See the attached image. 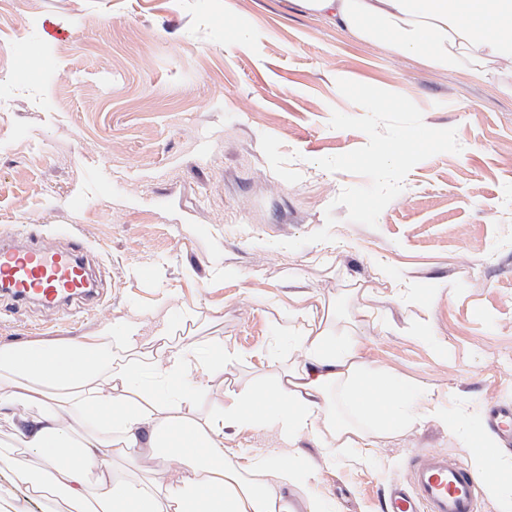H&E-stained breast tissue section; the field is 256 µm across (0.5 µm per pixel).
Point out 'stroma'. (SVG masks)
<instances>
[{
  "instance_id": "stroma-1",
  "label": "stroma",
  "mask_w": 512,
  "mask_h": 512,
  "mask_svg": "<svg viewBox=\"0 0 512 512\" xmlns=\"http://www.w3.org/2000/svg\"><path fill=\"white\" fill-rule=\"evenodd\" d=\"M341 78L408 97L462 147L416 164L373 228L333 204L367 178L316 164L367 142L329 125L332 111L364 113ZM329 207L332 241L281 248L320 230ZM29 224L55 245L82 238L103 307L87 318L13 307L0 346L124 320L146 342L234 350L196 399L205 417L225 388L272 378L268 353L298 360L295 297L310 293L370 368L433 388L467 418L512 406V99L498 82L350 37L294 0H0V236ZM404 283L418 300L403 299ZM224 445L247 459L305 457L335 512H380L423 449L472 462L463 434L431 419L364 463L326 466L311 437L288 442L268 426L226 430Z\"/></svg>"
}]
</instances>
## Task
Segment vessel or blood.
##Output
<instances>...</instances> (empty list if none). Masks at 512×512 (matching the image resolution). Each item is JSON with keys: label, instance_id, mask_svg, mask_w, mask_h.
I'll return each instance as SVG.
<instances>
[{"label": "vessel or blood", "instance_id": "obj_1", "mask_svg": "<svg viewBox=\"0 0 512 512\" xmlns=\"http://www.w3.org/2000/svg\"><path fill=\"white\" fill-rule=\"evenodd\" d=\"M0 297L13 306L35 302L50 310L69 302L92 311L98 294L82 241L60 248L27 232L1 238ZM498 477L492 467L474 475L447 451L431 449L414 458L408 486L391 487L385 510L475 512L483 484Z\"/></svg>", "mask_w": 512, "mask_h": 512}]
</instances>
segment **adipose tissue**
<instances>
[{
  "label": "adipose tissue",
  "instance_id": "1",
  "mask_svg": "<svg viewBox=\"0 0 512 512\" xmlns=\"http://www.w3.org/2000/svg\"><path fill=\"white\" fill-rule=\"evenodd\" d=\"M355 38L382 41L438 70L461 68L476 81L512 63V0H298ZM308 326L293 342L300 362L271 384L224 391V404L193 417L196 397L224 373L234 352L211 359L160 345V367L146 371L135 328L110 322L84 340L58 346H0V409L23 407L17 443L0 444V464L17 481L60 497L69 512H293L288 470L272 459L246 462L224 451V431L255 425L288 440L309 435L335 462L345 448L371 457L382 438L425 419L467 430L476 471L489 463V436L448 412L430 388L368 370L342 337L329 332L323 310L306 309ZM181 380L168 390L170 380ZM339 389L351 417L328 398ZM374 430L359 427V420ZM137 447L155 463L152 477L116 478L100 448ZM36 453L40 472L17 466V448ZM178 457L183 468L169 473Z\"/></svg>",
  "mask_w": 512,
  "mask_h": 512
}]
</instances>
